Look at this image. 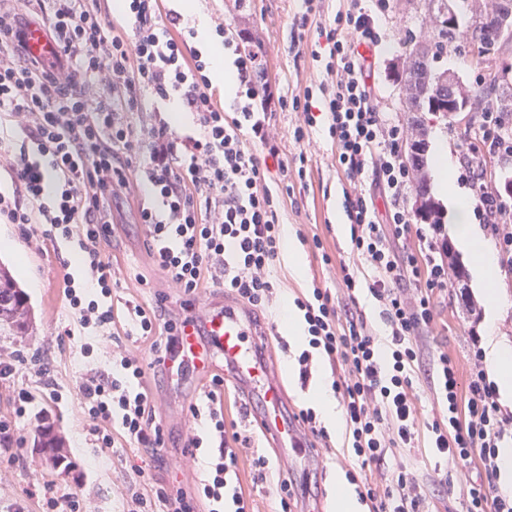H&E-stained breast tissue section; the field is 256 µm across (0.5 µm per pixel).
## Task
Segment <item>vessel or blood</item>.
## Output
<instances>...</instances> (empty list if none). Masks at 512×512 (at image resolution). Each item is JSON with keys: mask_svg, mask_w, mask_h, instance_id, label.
<instances>
[{"mask_svg": "<svg viewBox=\"0 0 512 512\" xmlns=\"http://www.w3.org/2000/svg\"><path fill=\"white\" fill-rule=\"evenodd\" d=\"M54 44L44 27L30 23L26 51L34 58L52 55ZM259 329L251 315L232 306L208 305L196 323L183 327L176 350L166 361L164 373L176 380L188 371L207 378L217 365L229 370L234 385L247 399L257 400L255 423L271 437L285 456L310 459L312 448L284 400V388L266 361L256 338Z\"/></svg>", "mask_w": 512, "mask_h": 512, "instance_id": "obj_1", "label": "vessel or blood"}]
</instances>
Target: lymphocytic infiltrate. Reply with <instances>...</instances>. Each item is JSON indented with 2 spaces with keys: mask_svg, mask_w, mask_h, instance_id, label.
<instances>
[{
  "mask_svg": "<svg viewBox=\"0 0 512 512\" xmlns=\"http://www.w3.org/2000/svg\"><path fill=\"white\" fill-rule=\"evenodd\" d=\"M36 14L0 15V158L15 185V198L0 194V215L14 224L38 225L42 240L76 241L86 279L67 285L66 297L80 324L123 323L130 335L150 343L154 366H162L177 342L182 320L171 317L164 300L126 302L123 309L99 306L96 294H111L116 283L102 245L113 232L112 201L117 189L136 183L147 200L138 206L145 249L179 295L220 288L235 300L261 310L272 300V276L282 249L281 210L291 179H306L312 154L310 129L314 96H321L328 134L336 148V169L347 181L343 208L350 224L351 248L365 267L341 265L348 293L368 292L383 307L389 345L380 350L361 314L338 310L328 289L313 287L295 298L302 312L308 350L298 357L307 366L312 352L339 364L332 383L352 438L357 470L347 471L368 512H418L423 499L417 478L405 468L387 470L384 451L415 447L428 431L433 454L442 460L478 458L486 481H465L466 512H512V495L498 492L493 480L498 448L512 438V414L500 411L495 389L481 371V351L469 356L470 378L447 353L433 356L428 373L433 403L418 408L412 376L420 370L435 322L436 303L450 293L454 274L445 254L443 228L415 227L409 207L413 175L404 159L407 128L380 112L371 72L375 52L388 39L383 18L390 0H349L333 21L322 19L315 0H301L292 18L298 43L317 28L312 49L326 80L318 90L287 96L265 82L258 54L245 38L224 25L214 33L233 58L239 103L226 113L213 94L210 61L186 54L187 37L178 31L176 12H162L159 0H126V25L116 27L102 0H35ZM42 21L57 46L53 60L30 57L24 29ZM101 83L108 93L88 104L84 87ZM151 100L160 119L142 134L131 117ZM188 114L192 124L172 129L170 107ZM303 113L288 131L299 151L281 156L274 131L276 113ZM478 142L464 144L480 216L496 236L500 262L512 269V203L489 185L493 162L512 159V115L483 113ZM114 359L125 380L98 372L82 387L95 420L99 450L117 440L158 452L165 445L144 388L145 369L128 351ZM224 380L213 376L207 411L190 405L193 416L208 414L224 447L200 497L233 512H253L239 485L231 484L248 437L227 432L223 414ZM118 421L119 436L105 433Z\"/></svg>",
  "mask_w": 512,
  "mask_h": 512,
  "instance_id": "obj_1",
  "label": "lymphocytic infiltrate"
}]
</instances>
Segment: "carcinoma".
<instances>
[{
    "label": "carcinoma",
    "mask_w": 512,
    "mask_h": 512,
    "mask_svg": "<svg viewBox=\"0 0 512 512\" xmlns=\"http://www.w3.org/2000/svg\"><path fill=\"white\" fill-rule=\"evenodd\" d=\"M426 12L436 32L434 42L414 44L405 54L398 72L400 81L412 86L415 93L404 100L403 109L414 114L412 120L422 125L417 117L419 112H431L447 124H453V115L448 113V87L439 80L441 73L434 70L433 63L448 53L457 34H463L471 46V53L462 57L466 66L485 65L483 85L470 91L460 88L461 102L466 112L509 111L506 100L508 85L505 70L495 68L501 49L512 40V30L503 29L498 18L512 12V0H471L467 20L455 28L448 27V0H424ZM428 144L421 140L420 145H411L412 151L406 154V161L416 171H421L427 163ZM415 198L427 209V220L441 224L444 210L430 192L426 175H421L414 184ZM0 290L8 294L12 304L0 309V322L22 329L27 324L29 306L27 295L18 286L11 274L0 267Z\"/></svg>",
    "instance_id": "carcinoma-1"
}]
</instances>
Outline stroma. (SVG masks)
Here are the masks:
<instances>
[{"mask_svg":"<svg viewBox=\"0 0 512 512\" xmlns=\"http://www.w3.org/2000/svg\"><path fill=\"white\" fill-rule=\"evenodd\" d=\"M195 7L208 27L230 24L234 32L247 35L252 44L258 45L266 76L281 87L300 94L321 82L320 66L309 54L299 53L294 44L291 21L300 9L298 0H195ZM386 25L390 37L380 50L373 82L381 111L405 123L410 116L402 110L395 60L411 43L433 41L435 31L420 0H391ZM313 142L315 154L309 174L304 182L295 183L285 198L281 218L283 233L294 239L300 261L295 264L288 255H281L276 266V293L260 315L271 329L267 358L285 381L289 404L298 409L314 406L312 390L318 383H332L334 375L330 364L315 354L309 360L307 378H299L296 359L307 343L289 334L282 307L314 284L329 289L332 296L345 297L339 266L361 264L351 249L336 152L325 122H318ZM115 220L114 234L105 247L120 281L119 288L112 291L113 301L151 303L162 296L174 313H181L182 297L170 288L166 274L147 256L145 232L135 204L120 208ZM315 235L321 238L323 250L312 247L310 240ZM1 241L12 244L11 249H0V262L10 268L26 292L31 323L24 332L0 324V361L18 355L25 359L13 385L0 383V419L14 417L16 389L29 391L32 402L23 417H15L12 443L0 442V512H16L14 505L18 502L24 503L23 512H48L39 495L46 486L83 500L88 512H140L131 495L148 494L156 480L174 491L194 492L221 443L219 434L194 420L189 411L202 393L195 376L177 384L161 375L149 373L144 378L156 419L165 433L162 465L150 466L148 453L137 448L124 447L114 454L98 452L81 386L95 372L115 373L113 329L80 326L65 297L66 276L78 281L84 277L78 246L73 241L36 246L26 239L21 225L4 220H0ZM325 253L330 255V263H323L321 256ZM488 305L485 294L472 284L465 289L454 288L438 310L436 339L431 348L448 352L461 377L469 375L468 353L473 338L484 335ZM241 401L233 390L224 397L226 422L236 423L241 433L253 438L251 450L239 456L240 484L250 495L254 512H279L274 487L253 481V452L262 449L264 441L254 435L240 413ZM46 421L54 424L65 442L66 457L55 470L41 465L34 446L36 431ZM193 433L201 435L204 443L191 459L184 456L183 446ZM347 446L348 433L342 427L331 431L330 446L323 450L321 462L302 466L277 456L272 462L282 478L298 482L309 479L324 512H336V501L348 486L337 457ZM386 459L417 475L426 495L427 512H464L457 499L459 486L464 479H479L481 472L475 460L437 466L430 449L423 447L390 448Z\"/></svg>","mask_w":512,"mask_h":512,"instance_id":"stroma-1","label":"stroma"}]
</instances>
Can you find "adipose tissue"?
<instances>
[{
	"instance_id": "1",
	"label": "adipose tissue",
	"mask_w": 512,
	"mask_h": 512,
	"mask_svg": "<svg viewBox=\"0 0 512 512\" xmlns=\"http://www.w3.org/2000/svg\"><path fill=\"white\" fill-rule=\"evenodd\" d=\"M434 183L438 193L448 200L451 235L468 251L481 283L494 292L498 310H506L512 306V299L494 291L499 279L494 247L473 222L475 202L455 182L448 145L442 141L438 142L435 153ZM486 331L484 365L487 377L502 398L512 397V344L496 336L494 326H487Z\"/></svg>"
}]
</instances>
